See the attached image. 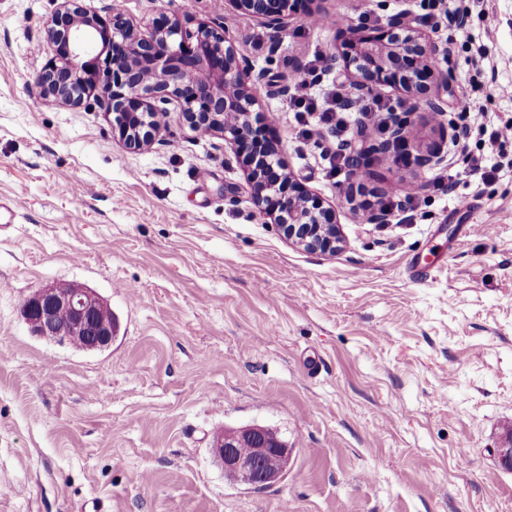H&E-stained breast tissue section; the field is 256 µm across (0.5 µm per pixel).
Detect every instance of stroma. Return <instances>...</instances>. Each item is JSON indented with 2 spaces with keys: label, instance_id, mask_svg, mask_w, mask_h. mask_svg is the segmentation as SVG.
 Returning a JSON list of instances; mask_svg holds the SVG:
<instances>
[{
  "label": "stroma",
  "instance_id": "35a3bbf8",
  "mask_svg": "<svg viewBox=\"0 0 512 512\" xmlns=\"http://www.w3.org/2000/svg\"><path fill=\"white\" fill-rule=\"evenodd\" d=\"M148 32L160 14L223 21L243 57L281 82L293 60L339 47L335 26L293 23L277 54L265 30L224 0H81L111 4ZM59 0H0V512H512V141L454 147L464 102L512 123V0L471 16L494 86L476 74L454 24L453 94L443 116L407 122L420 168L373 156L359 179L331 177L336 139L302 144L287 100L281 157L336 210V253L288 243L248 202L246 171L222 134L199 137L178 113L156 140L125 148L97 104L42 99L34 77L54 59L45 25ZM360 23L421 0H312ZM497 166L471 175L466 154ZM415 192L413 218L362 220L392 187ZM470 202L459 209L458 199ZM20 200L9 213L5 206ZM428 267L425 279L412 262ZM89 288L120 330L86 351L34 336L23 302L59 283ZM271 428L289 448L270 485L231 480L212 450L227 427Z\"/></svg>",
  "mask_w": 512,
  "mask_h": 512
}]
</instances>
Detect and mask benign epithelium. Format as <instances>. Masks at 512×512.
<instances>
[{"label": "benign epithelium", "instance_id": "7a95c632", "mask_svg": "<svg viewBox=\"0 0 512 512\" xmlns=\"http://www.w3.org/2000/svg\"><path fill=\"white\" fill-rule=\"evenodd\" d=\"M297 0H224L269 31V51L278 52L295 18ZM57 58L36 76L48 99L78 105L87 90L99 87L112 114V129L129 149L148 146L161 129L159 116L170 111L195 133H222L247 172L249 201L276 224L292 244L334 253L340 247L336 212L297 183L280 157L279 140L268 119L256 110V90L265 79L240 54L236 38L222 25L164 17L142 34L124 12L112 7L103 19L86 14L78 0H61L48 22ZM340 48L328 56L329 69L350 75L349 93L357 102L373 87H397L404 109L441 115L450 90L448 73L433 65L448 59L450 42L430 38L411 11L386 17L375 29L347 24L338 28ZM90 60H85V57ZM436 75L441 92L431 95L420 77ZM389 210L377 206L362 219L387 224ZM102 299L89 288L56 285L37 291L21 307L31 333L88 351L108 347L115 333L96 320ZM251 426L230 428L215 444L224 472L236 482L260 487L279 478L272 459L288 465L289 449L254 441L240 450Z\"/></svg>", "mask_w": 512, "mask_h": 512}]
</instances>
